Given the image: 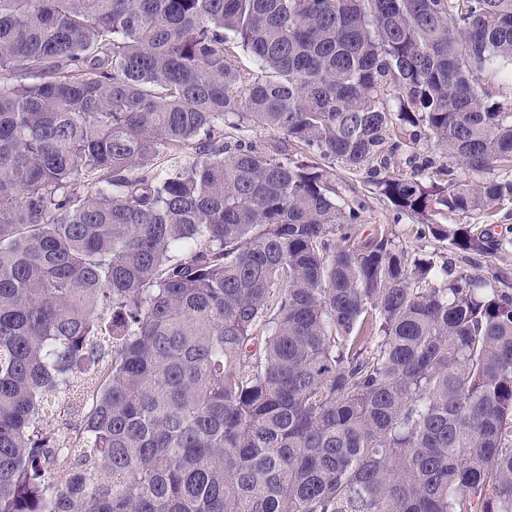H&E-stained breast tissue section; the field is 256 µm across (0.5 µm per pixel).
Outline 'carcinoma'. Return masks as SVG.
Listing matches in <instances>:
<instances>
[{
    "label": "carcinoma",
    "mask_w": 512,
    "mask_h": 512,
    "mask_svg": "<svg viewBox=\"0 0 512 512\" xmlns=\"http://www.w3.org/2000/svg\"><path fill=\"white\" fill-rule=\"evenodd\" d=\"M497 62L512 0H0V512H512V296L356 241L322 165L410 126L512 168ZM238 139L252 142L257 148L272 153L276 152V148L281 145L283 136L261 127L247 126L237 130L224 126V142L233 143Z\"/></svg>",
    "instance_id": "cac0c4a2"
}]
</instances>
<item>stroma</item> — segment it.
<instances>
[{
	"label": "stroma",
	"instance_id": "35a3bbf8",
	"mask_svg": "<svg viewBox=\"0 0 512 512\" xmlns=\"http://www.w3.org/2000/svg\"><path fill=\"white\" fill-rule=\"evenodd\" d=\"M385 163L380 172L390 176L419 175L422 181L448 183H474L478 179H502L506 173L494 168L483 175L473 174L460 161L434 141L417 136L403 138L401 143L386 141L383 148ZM331 180L341 199L357 201L362 205L358 224L360 238L370 237L377 231H386L409 255L428 256L436 265L446 267L449 276L482 274L504 278L506 294L512 295V245L489 254L464 253L452 249L448 242L432 235H419L421 224H479L491 236L512 238V203L505 204L494 213L484 215L475 211L435 210L425 215L403 214L382 196L374 183L372 172L366 169L350 171L341 163H332Z\"/></svg>",
	"mask_w": 512,
	"mask_h": 512
}]
</instances>
